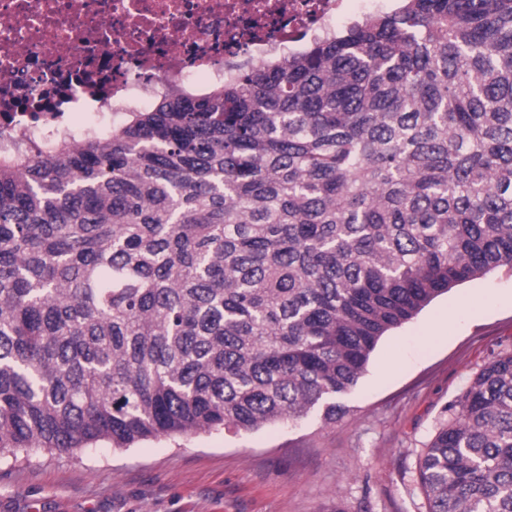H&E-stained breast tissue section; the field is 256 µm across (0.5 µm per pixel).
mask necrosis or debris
<instances>
[{
    "label": "necrosis or debris",
    "mask_w": 512,
    "mask_h": 512,
    "mask_svg": "<svg viewBox=\"0 0 512 512\" xmlns=\"http://www.w3.org/2000/svg\"><path fill=\"white\" fill-rule=\"evenodd\" d=\"M389 0H0V154L105 132L335 34Z\"/></svg>",
    "instance_id": "necrosis-or-debris-1"
}]
</instances>
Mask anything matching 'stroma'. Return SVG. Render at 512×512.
<instances>
[{
	"instance_id": "1",
	"label": "stroma",
	"mask_w": 512,
	"mask_h": 512,
	"mask_svg": "<svg viewBox=\"0 0 512 512\" xmlns=\"http://www.w3.org/2000/svg\"><path fill=\"white\" fill-rule=\"evenodd\" d=\"M510 352L512 270L500 268L383 336L337 422L31 448L0 460V512H426L420 455L448 405Z\"/></svg>"
}]
</instances>
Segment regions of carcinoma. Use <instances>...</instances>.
<instances>
[{"label":"carcinoma","mask_w":512,"mask_h":512,"mask_svg":"<svg viewBox=\"0 0 512 512\" xmlns=\"http://www.w3.org/2000/svg\"><path fill=\"white\" fill-rule=\"evenodd\" d=\"M512 269V0H395L0 161V457L346 414L379 340ZM512 512V353L420 458Z\"/></svg>","instance_id":"1"}]
</instances>
